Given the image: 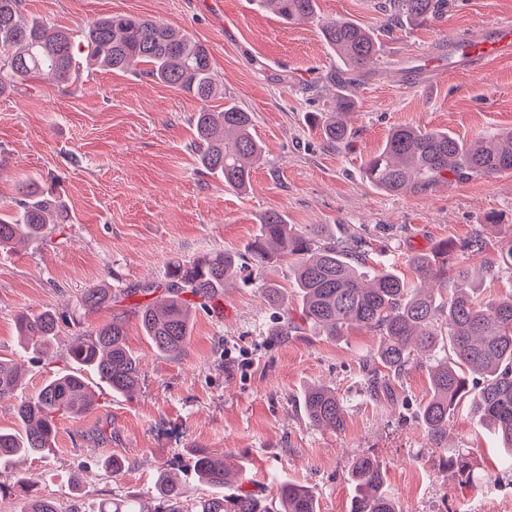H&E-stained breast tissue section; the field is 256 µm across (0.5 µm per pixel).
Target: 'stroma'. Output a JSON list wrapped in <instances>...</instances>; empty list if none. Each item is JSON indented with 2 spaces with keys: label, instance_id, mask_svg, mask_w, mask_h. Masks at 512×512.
Returning <instances> with one entry per match:
<instances>
[{
  "label": "stroma",
  "instance_id": "35a3bbf8",
  "mask_svg": "<svg viewBox=\"0 0 512 512\" xmlns=\"http://www.w3.org/2000/svg\"><path fill=\"white\" fill-rule=\"evenodd\" d=\"M381 0H318L322 19L346 18L370 30L382 24ZM25 16L77 32L95 19L126 14L166 23L211 52L222 89L210 102L231 100L254 116L266 159L246 191L225 187L197 162L193 118L199 102L131 72L81 68L76 85L46 78L0 95V211L12 209L13 188L29 177L55 187L69 211L43 240L0 251V353L18 352L26 371L14 396L0 400V428L16 426L18 399L61 372L76 370L68 351L94 332L111 309L75 312L77 296L104 282L116 289L164 285L171 261L213 251H240L260 217L285 214L300 227L333 224L372 248L369 264L408 272L411 254L438 241L481 235L482 257H467L483 282L481 299L512 291V270L484 279L482 260L512 245V171L442 184L425 194L390 196L370 186L367 157L396 126L447 130L464 140L512 128V56L477 70L445 69L443 44L477 26L512 22V0H450L447 13L423 26L381 34V56L353 88L354 138L330 147L309 113L332 97L326 81L333 57L313 23H288L253 8L250 0H21ZM127 342L142 367L139 389L116 394L96 378L98 404L78 417L57 419L55 445L0 469V512H21L19 475L70 506V482L81 477L88 505L153 492L158 471L173 464L192 495L209 494L191 469L197 450L234 453L239 484L264 498L280 483L312 488L320 512H349L348 473L359 456L387 464V484L400 512H512V472L493 431L459 406L448 426L449 450L469 452L476 474L492 484L460 482L441 470L439 453L417 412L428 394L426 371L415 368L392 395L371 398L363 367L372 362L375 332L351 328L332 340L302 325L274 339L264 327L277 318L258 288L233 281L222 296L196 307L184 356L159 353L132 310ZM51 308L73 313L61 324L49 356L30 359L18 345V312ZM335 388L347 407L344 430L313 426L298 398L309 386ZM123 459L120 473L104 470Z\"/></svg>",
  "mask_w": 512,
  "mask_h": 512
}]
</instances>
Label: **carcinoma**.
<instances>
[{
	"mask_svg": "<svg viewBox=\"0 0 512 512\" xmlns=\"http://www.w3.org/2000/svg\"><path fill=\"white\" fill-rule=\"evenodd\" d=\"M21 0H0V95L20 81L42 76L67 84L78 73L73 33L52 28L22 14ZM255 8L295 22L317 14V0H252ZM448 0H385L382 31L413 23L423 25L437 17ZM324 43L336 56L337 66L328 79L337 87L325 112L309 115V123L332 146L352 137L349 117L354 100L346 91L370 71L380 53L377 34L348 19L319 24ZM88 61L111 71H127L140 64L138 74L176 88L202 107L195 130L199 164L224 179V186L247 189L250 176L265 158L264 146L252 134V114L235 102L224 103L221 112L208 102L215 95L216 74L207 49L188 34L151 19L108 15L92 21L81 32ZM512 171V130L483 134L464 141L443 130L412 125L391 130L384 145L364 163V176L375 189L391 194L425 193L454 178L491 177ZM15 210L0 213V248L17 239L36 242L49 224L69 221L61 196L38 177L17 185ZM485 241L476 235L460 242L442 240L429 252L410 257L416 281L409 282L392 266L369 271L364 265L368 244L349 243L336 237L328 224L299 228L276 211L265 213L258 231L241 252H208L191 260L170 262L166 273V299L134 307L144 335L154 348L172 358L181 357L191 336L195 300L216 298L234 275L247 269L271 307L283 306L280 288L264 278L265 268L288 262L300 298V318L319 336L336 339L351 328H367L378 334L375 365L366 370L368 389L377 396L391 394V380L434 358L428 366V398L420 410L421 424L439 451L442 468L453 470L465 483L486 484L490 476L474 473L468 454L448 453L443 442L448 422L460 401L470 395L474 380L482 381L470 402V413L479 423L497 431L504 447L512 449V294L487 301L477 300V288L469 270L449 264L455 253L478 256ZM512 270V245L484 266L496 277L503 268ZM158 286L145 284L114 292L100 284L84 289L78 307L98 310L117 299L138 292L150 295ZM63 317L52 309L20 312V336L34 339L32 352L46 355L58 334ZM299 328L292 316H282L266 335L290 336ZM125 312L89 335L78 337L69 355L83 371L97 376L113 392L131 395L140 385L139 358L126 345ZM83 371L62 374L16 408L19 430H0V463L18 454H42L53 447L56 417L91 411L94 400ZM22 365L0 358V398L14 394L21 383ZM300 405L307 420L318 427L341 431L346 407L336 391L325 386L306 389ZM234 464L227 456L203 450L196 453L194 469L203 483L224 493L201 497L191 512H318L315 492L302 485L280 486L277 499L267 501L243 487H230ZM353 489L350 512H399L387 490L386 464L365 455L352 464ZM25 494L23 512H58L54 500L32 494L35 482L17 478ZM188 491L168 475L159 477L157 494L146 500H105L96 512H183Z\"/></svg>",
	"mask_w": 512,
	"mask_h": 512,
	"instance_id": "obj_1",
	"label": "carcinoma"
}]
</instances>
